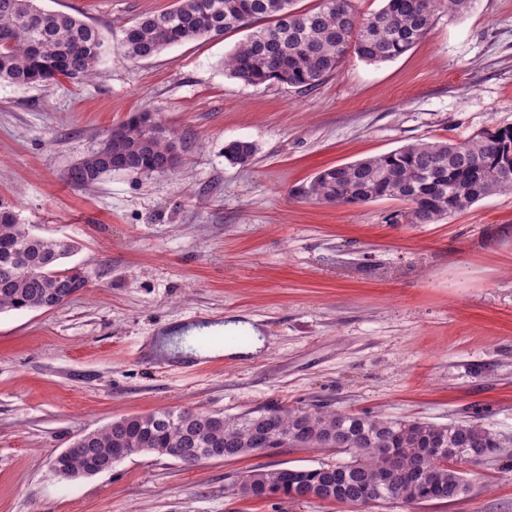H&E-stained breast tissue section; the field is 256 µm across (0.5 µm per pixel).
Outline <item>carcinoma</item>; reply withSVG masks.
Segmentation results:
<instances>
[{
  "instance_id": "obj_1",
  "label": "carcinoma",
  "mask_w": 512,
  "mask_h": 512,
  "mask_svg": "<svg viewBox=\"0 0 512 512\" xmlns=\"http://www.w3.org/2000/svg\"><path fill=\"white\" fill-rule=\"evenodd\" d=\"M296 0H177L165 12L141 17L124 31L121 49L130 61L157 55L186 41L220 37L266 25L244 37L224 58V71L247 85L271 83L308 90L334 74L354 53L378 64L410 50L431 29L436 11L460 13L471 0H385L364 15L352 0H320L298 11ZM105 55L98 27L63 12H48L35 0H0V81L48 87L60 78H92ZM182 138L148 112L106 130L98 146L67 171L75 187H90L113 172L145 178L176 171ZM255 144L233 140L224 157L246 165ZM512 192V127L478 132L460 141L418 142L315 173L300 189L318 203L362 204L381 198L407 205L411 224H437L478 201ZM75 245L32 234L14 206L0 202V312L52 309L77 294L88 279L65 260ZM503 442L476 421L436 425L415 420L309 410L252 411L234 418L200 410H162L131 415L74 442L61 460L66 478L83 476L107 461L114 448H143L189 465L235 459L256 448H324L350 459L314 468L252 470L237 490L251 498L282 495L307 499L311 488H331L321 499L365 505L454 502L470 483L457 465L494 454Z\"/></svg>"
}]
</instances>
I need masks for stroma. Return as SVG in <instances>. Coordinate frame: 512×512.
<instances>
[{"label": "stroma", "instance_id": "stroma-1", "mask_svg": "<svg viewBox=\"0 0 512 512\" xmlns=\"http://www.w3.org/2000/svg\"><path fill=\"white\" fill-rule=\"evenodd\" d=\"M173 2L38 0L99 27L103 62L80 84L0 82V199L33 233L72 240L89 280L58 308L0 313V512H512V447L465 465L471 491L451 503L235 490L254 469L336 462L313 448L192 467L139 454L76 480L52 470L77 437L163 408L475 420L512 439V193L436 224L408 223L397 200L297 193L330 166L512 126V0L440 10L400 57L349 55L308 91L225 74L240 31L129 61L125 25ZM136 112L182 137L181 167L72 187L70 166ZM237 139L257 148L244 166L224 158ZM203 311L251 324L263 349L227 344L202 370L141 358Z\"/></svg>", "mask_w": 512, "mask_h": 512}]
</instances>
